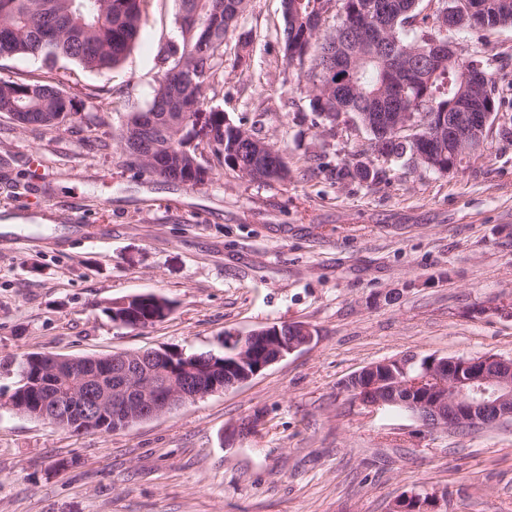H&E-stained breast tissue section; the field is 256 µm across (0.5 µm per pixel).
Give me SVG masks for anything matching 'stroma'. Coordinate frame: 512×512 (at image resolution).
<instances>
[{
  "instance_id": "35a3bbf8",
  "label": "stroma",
  "mask_w": 512,
  "mask_h": 512,
  "mask_svg": "<svg viewBox=\"0 0 512 512\" xmlns=\"http://www.w3.org/2000/svg\"><path fill=\"white\" fill-rule=\"evenodd\" d=\"M172 0H152L125 59L105 73L59 61L53 81L92 127L22 128L0 116V512H390L401 494L444 512H512V424L430 431L361 408L342 382L404 356L512 358V26L463 29V56L509 60L498 120L463 168L372 155L349 116L317 118L285 57L281 0H248L206 107L252 130L288 166L261 183L214 167L190 186L131 164L119 143L146 109ZM365 163L376 182L347 174ZM171 301L145 328L112 302ZM304 322L314 342L251 381L114 432L73 433L9 399L30 353L70 357L213 349L225 334ZM258 432L225 447L253 414Z\"/></svg>"
}]
</instances>
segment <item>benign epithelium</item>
Listing matches in <instances>:
<instances>
[{
  "label": "benign epithelium",
  "instance_id": "7a95c632",
  "mask_svg": "<svg viewBox=\"0 0 512 512\" xmlns=\"http://www.w3.org/2000/svg\"><path fill=\"white\" fill-rule=\"evenodd\" d=\"M492 103L480 112L464 106L448 113V122L428 128L426 138L448 139L456 155H474L484 145L494 124ZM315 330L303 322L273 324L247 336L230 340L231 357L223 366L205 357L181 354L176 362L171 350L147 349L120 352L101 359L116 376L115 387L79 383L69 392L54 390L39 405L41 419L57 428L76 424L91 429L98 417L121 406L119 415L136 423L168 413L182 405L230 387L247 383L288 355L311 345ZM72 357H51L49 373L55 379L73 378ZM407 372L408 364L398 359L372 364L352 375L343 392L360 406L376 410L407 397L420 413L418 420L431 430L468 429L512 422V359L495 355L469 357L436 356L427 360L417 375L389 386L386 368L392 364ZM261 421L255 415L228 429L226 437L237 438L254 430Z\"/></svg>",
  "mask_w": 512,
  "mask_h": 512
}]
</instances>
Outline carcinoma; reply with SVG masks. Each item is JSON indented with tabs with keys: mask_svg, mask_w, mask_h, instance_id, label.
Returning a JSON list of instances; mask_svg holds the SVG:
<instances>
[{
	"mask_svg": "<svg viewBox=\"0 0 512 512\" xmlns=\"http://www.w3.org/2000/svg\"><path fill=\"white\" fill-rule=\"evenodd\" d=\"M149 0H0V58L40 59L44 64L69 61L89 71H104L118 65L133 46L142 25ZM177 34L160 44L156 54L158 76L147 112L153 116L150 142L154 157L161 167L139 163L146 171L170 181L188 182L195 186L209 179L210 161L192 167L197 155L209 149L218 165L252 181L254 172L272 168L288 179V168L277 150L249 130L235 125L224 112L211 108L210 126L205 134L196 129L194 117L203 111L204 89L224 76V41L228 32L238 26L246 8V0H175ZM325 0H281L290 4L295 20L284 18L285 48L298 50L303 61V48H308L311 67L299 78L310 85L311 111L335 123L337 113L354 115L370 112L369 100L387 99L392 112L441 113L452 111L457 99L491 98L496 100V58L474 55L460 62L443 58L418 68L420 51L432 39H453V32L442 31L430 20L438 12L452 9L462 16L469 0H437L433 15H421L419 0H379L384 5L387 26L379 44L355 49L341 31L339 13L322 15ZM484 15L481 28L512 26V0H482ZM316 17L321 24L334 20L325 31L315 30L308 21ZM338 53L346 67L327 79L320 69L325 56ZM402 57L408 66L405 87L396 91L389 82L383 58L390 54ZM480 70L486 81L464 80L463 68ZM0 115L17 126L56 128L75 121L72 100L60 91L50 77L36 79L0 78ZM143 116L134 112L127 116L121 133V146L131 155L141 149L137 127ZM372 139L383 141L382 155L393 160L405 158L415 167L427 168L413 156L412 137L423 129L385 135L371 128ZM167 300L153 295L141 298L134 308L140 317L152 315ZM28 382L18 386L13 398L18 412L38 418L36 403L43 398L44 376L37 367L22 368Z\"/></svg>",
	"mask_w": 512,
	"mask_h": 512,
	"instance_id": "obj_1",
	"label": "carcinoma"
}]
</instances>
